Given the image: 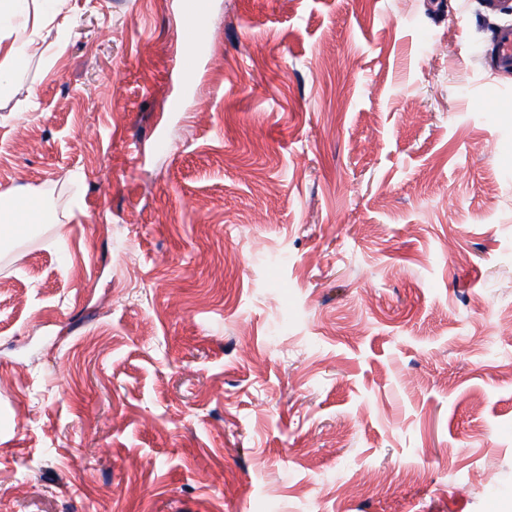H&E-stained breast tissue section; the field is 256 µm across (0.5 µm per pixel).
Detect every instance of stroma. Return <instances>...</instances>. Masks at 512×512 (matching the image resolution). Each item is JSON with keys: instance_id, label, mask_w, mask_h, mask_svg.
<instances>
[{"instance_id": "35a3bbf8", "label": "stroma", "mask_w": 512, "mask_h": 512, "mask_svg": "<svg viewBox=\"0 0 512 512\" xmlns=\"http://www.w3.org/2000/svg\"><path fill=\"white\" fill-rule=\"evenodd\" d=\"M183 4L0 97V512H512V15ZM201 0H187L185 6L184 23L195 32V43L185 69V81H189L193 75L196 62L200 60L207 51L208 43L204 36L205 30V4ZM491 67L494 70H508L512 67V25L500 26L493 37ZM0 243L16 238L18 224L40 223L41 205L37 198L25 197L14 192L0 193Z\"/></svg>"}]
</instances>
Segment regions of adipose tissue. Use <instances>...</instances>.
<instances>
[{
  "instance_id": "obj_1",
  "label": "adipose tissue",
  "mask_w": 512,
  "mask_h": 512,
  "mask_svg": "<svg viewBox=\"0 0 512 512\" xmlns=\"http://www.w3.org/2000/svg\"><path fill=\"white\" fill-rule=\"evenodd\" d=\"M18 0H0V42H8L4 59L0 60V86L10 81L33 54L37 39H48L72 23L63 13L62 0H30L29 7L18 8ZM34 16L33 26L22 19ZM41 205L38 199L7 191L0 193V243L12 241L21 224L39 223Z\"/></svg>"
}]
</instances>
